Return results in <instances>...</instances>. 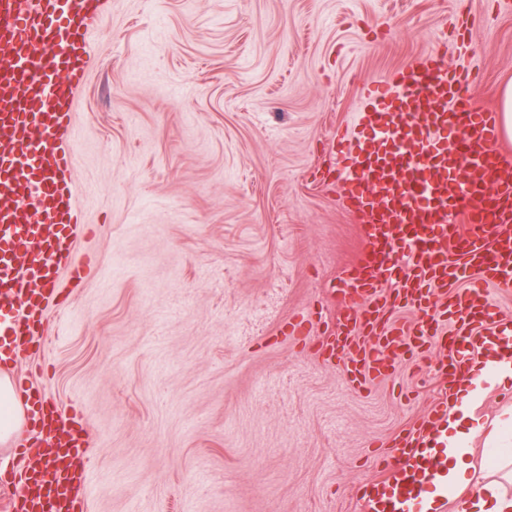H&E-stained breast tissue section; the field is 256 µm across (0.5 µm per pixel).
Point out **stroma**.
<instances>
[{
    "instance_id": "stroma-1",
    "label": "stroma",
    "mask_w": 512,
    "mask_h": 512,
    "mask_svg": "<svg viewBox=\"0 0 512 512\" xmlns=\"http://www.w3.org/2000/svg\"><path fill=\"white\" fill-rule=\"evenodd\" d=\"M86 38L67 144L91 269L5 366L78 412L79 512H360L437 385L407 354L363 388L325 359L361 249L328 143L430 51L497 109L512 0H101Z\"/></svg>"
}]
</instances>
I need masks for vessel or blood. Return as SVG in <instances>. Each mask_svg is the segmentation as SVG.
Listing matches in <instances>:
<instances>
[{"instance_id": "obj_1", "label": "vessel or blood", "mask_w": 512, "mask_h": 512, "mask_svg": "<svg viewBox=\"0 0 512 512\" xmlns=\"http://www.w3.org/2000/svg\"><path fill=\"white\" fill-rule=\"evenodd\" d=\"M100 0H0V199L15 185L34 192L35 219L21 223L16 207L0 202V354L27 344L47 317L62 274L79 280L90 266L73 240L74 163L61 144L74 104L75 78L86 53L84 22ZM477 74H449L436 53L393 74L371 93L356 124L369 139L348 146L336 167L342 202L362 226L361 254L346 272L336 329L325 338L328 358H343L349 380L365 386L383 374L395 352L428 356L451 348L432 374L443 385L466 379L483 351L512 359L503 342L512 323L498 317L495 296L512 294V153L498 148L493 110L476 109ZM409 309L414 324L396 320ZM31 445L55 457L77 456L86 441L73 417L42 393L25 403ZM448 397L407 431L380 462L378 476L356 491L363 512H414L427 491L447 512L446 466L425 449L440 447ZM40 496L8 499L11 512H76L79 489L60 470L29 471Z\"/></svg>"}]
</instances>
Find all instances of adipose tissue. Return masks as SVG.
<instances>
[{
	"label": "adipose tissue",
	"instance_id": "obj_1",
	"mask_svg": "<svg viewBox=\"0 0 512 512\" xmlns=\"http://www.w3.org/2000/svg\"><path fill=\"white\" fill-rule=\"evenodd\" d=\"M512 377V360L500 359L496 353L479 362L475 374L467 377L460 396L448 410L446 447V485L454 493V512H512V493L504 485L512 478V451L503 450L495 473L476 477L472 456L476 436L485 428L494 435L512 434V412L505 419L487 425L477 410L484 394L494 385ZM22 391L10 376L0 377V442L10 443L25 431L19 401Z\"/></svg>",
	"mask_w": 512,
	"mask_h": 512
}]
</instances>
